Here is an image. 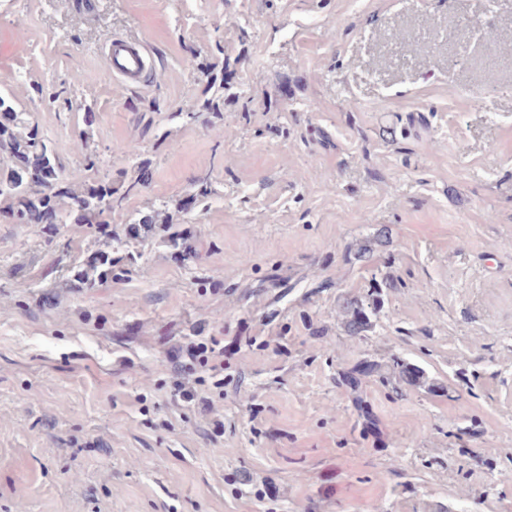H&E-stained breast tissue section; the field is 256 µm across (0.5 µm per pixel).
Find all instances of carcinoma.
I'll use <instances>...</instances> for the list:
<instances>
[{
    "instance_id": "1",
    "label": "carcinoma",
    "mask_w": 512,
    "mask_h": 512,
    "mask_svg": "<svg viewBox=\"0 0 512 512\" xmlns=\"http://www.w3.org/2000/svg\"><path fill=\"white\" fill-rule=\"evenodd\" d=\"M220 61H208L200 66L206 75L207 89H224V80L218 79ZM217 108L214 99L191 101L168 116L170 121H190L202 112ZM0 112L12 114L7 122H0V211L5 212L15 224H78L92 232H98L110 223L112 213L123 209L126 200L144 186L142 170H137L134 180L88 181L77 172L64 171L58 157L52 152L38 130L20 119L7 99L0 97ZM191 197L205 199L212 193L210 176L205 174L192 180ZM165 246L178 250L183 256L190 254L186 235L173 230L171 216L160 218ZM122 242L112 239V251L97 252L79 266L74 278L80 288H92L99 279L112 275L113 264L126 259L134 264L136 256L127 254L112 257L120 251ZM394 280L386 278L383 285L370 288L364 294L345 295L340 299L341 324L349 336H360L371 327V317L381 310L383 289L394 288ZM398 380L408 386L429 387L431 383L424 371L416 365L402 360L394 361ZM382 366L363 361L341 370L339 384L352 395L363 431L371 432L376 427V416L372 406L363 396L364 379L383 377Z\"/></svg>"
}]
</instances>
